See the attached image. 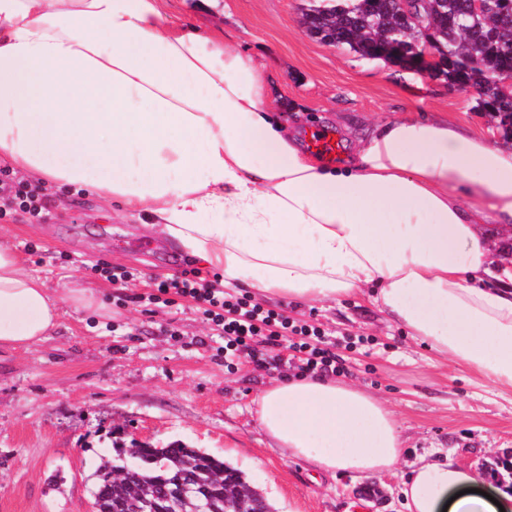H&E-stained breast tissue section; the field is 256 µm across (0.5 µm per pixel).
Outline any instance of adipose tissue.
Segmentation results:
<instances>
[{
	"label": "adipose tissue",
	"mask_w": 512,
	"mask_h": 512,
	"mask_svg": "<svg viewBox=\"0 0 512 512\" xmlns=\"http://www.w3.org/2000/svg\"><path fill=\"white\" fill-rule=\"evenodd\" d=\"M263 67L165 0H0V162L82 186L158 232L228 288L299 302L363 296L409 335L512 393V270L487 224L512 225V145L448 119L379 124L335 165L275 119ZM59 303L0 242V346L30 349ZM275 448L322 476L383 475L402 440L360 388L299 377L266 388ZM454 458L420 460L407 512H512Z\"/></svg>",
	"instance_id": "obj_1"
}]
</instances>
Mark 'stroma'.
I'll use <instances>...</instances> for the list:
<instances>
[{"instance_id": "35a3bbf8", "label": "stroma", "mask_w": 512, "mask_h": 512, "mask_svg": "<svg viewBox=\"0 0 512 512\" xmlns=\"http://www.w3.org/2000/svg\"><path fill=\"white\" fill-rule=\"evenodd\" d=\"M304 2L167 0L166 8L184 27L219 33L225 46L264 64L293 133L327 126L348 151L375 125L411 113L446 116L512 144V129L480 111L476 96L308 36L299 23ZM44 192L38 220L0 193V238L59 298L61 313L58 331L38 346L0 347V512H92L94 472L133 442H181L222 457L276 512H406L402 483L425 453L453 454L486 486L512 492V394L438 359L361 298L263 305L328 331L347 381L393 411L403 435L398 466L382 476L331 479L288 459L258 422L257 396L294 374L298 353L281 349L264 369L244 351L225 357L216 326L195 302L148 299L183 270L208 282L221 280L220 271L89 191ZM109 268L133 277L112 282ZM71 288L94 295L105 313L76 306Z\"/></svg>"}]
</instances>
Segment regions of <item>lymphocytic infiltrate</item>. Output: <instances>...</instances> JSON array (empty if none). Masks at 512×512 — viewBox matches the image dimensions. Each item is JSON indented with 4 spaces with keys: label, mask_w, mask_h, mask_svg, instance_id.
<instances>
[{
    "label": "lymphocytic infiltrate",
    "mask_w": 512,
    "mask_h": 512,
    "mask_svg": "<svg viewBox=\"0 0 512 512\" xmlns=\"http://www.w3.org/2000/svg\"><path fill=\"white\" fill-rule=\"evenodd\" d=\"M158 294H177L205 306L204 313L224 336L225 350L250 351L257 361H264L275 348L288 346L302 353L299 372L305 376L336 377L343 368L324 341L319 327L291 319L284 313L226 296L214 284H202L193 276H182L160 283Z\"/></svg>",
    "instance_id": "f902f5d3"
}]
</instances>
